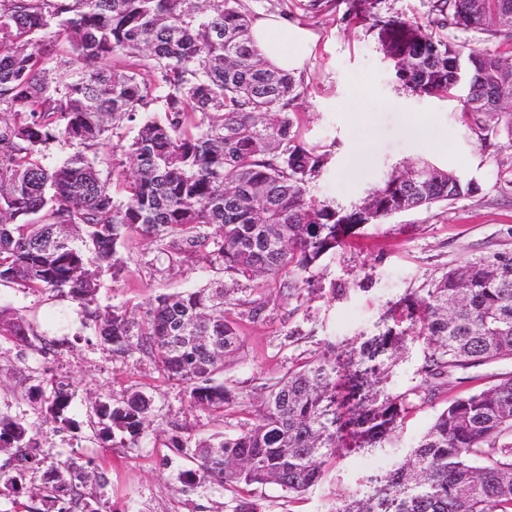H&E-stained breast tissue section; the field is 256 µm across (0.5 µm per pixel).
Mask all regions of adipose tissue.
<instances>
[{"mask_svg":"<svg viewBox=\"0 0 512 512\" xmlns=\"http://www.w3.org/2000/svg\"><path fill=\"white\" fill-rule=\"evenodd\" d=\"M252 38L269 65L294 75L299 73L313 49L306 28L276 17L257 20Z\"/></svg>","mask_w":512,"mask_h":512,"instance_id":"adipose-tissue-1","label":"adipose tissue"}]
</instances>
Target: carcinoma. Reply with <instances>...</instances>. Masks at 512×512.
Instances as JSON below:
<instances>
[{
    "label": "carcinoma",
    "mask_w": 512,
    "mask_h": 512,
    "mask_svg": "<svg viewBox=\"0 0 512 512\" xmlns=\"http://www.w3.org/2000/svg\"><path fill=\"white\" fill-rule=\"evenodd\" d=\"M375 4L356 0L354 15L378 30L402 86L421 96L461 91L462 118L512 140V112L499 106L512 98V55L448 39L450 28L512 30V0H429L424 24L384 20ZM256 19L247 0H0V287L76 301L86 342L141 353L211 413L236 400L220 380L241 348L225 309L232 292L215 282L161 294L136 318L122 306L101 309L100 274L124 272L126 240L151 239L154 260L170 266L203 253L238 283L273 281L298 297L307 274L361 226L477 190L424 162L351 210L313 199L309 185L328 153L295 130L298 84L254 45ZM52 29L67 46L44 58L32 41ZM129 126L136 134L107 159L113 173L133 172L117 198L88 151ZM58 145L74 153L46 165ZM381 323L275 378L238 430L196 446L182 483L209 477L229 490L273 483L305 493L340 450L390 442L411 396L431 401L455 369L512 358V253L450 269ZM0 336L22 356L55 347L22 316L1 313ZM174 336H205L209 346ZM409 341L425 345L420 383L390 393L384 382ZM70 396L58 382L44 399L62 428ZM151 406L140 390L94 402L99 439L136 446L155 435ZM0 452L14 464L0 480L19 494L44 462L38 432L0 414ZM90 465L69 459L43 473L47 512H101L85 491ZM370 483L337 498L333 512H512V373L448 400L405 458Z\"/></svg>",
    "instance_id": "carcinoma-1"
}]
</instances>
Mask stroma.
<instances>
[{"label": "stroma", "instance_id": "1", "mask_svg": "<svg viewBox=\"0 0 512 512\" xmlns=\"http://www.w3.org/2000/svg\"><path fill=\"white\" fill-rule=\"evenodd\" d=\"M257 15H287L316 38L313 55L298 80L299 125L304 140L323 146L328 163L311 184L319 201L344 207L359 201L396 168L430 162L473 181L477 192L453 203L415 209L367 224L346 237L336 251L309 275L311 292L289 298L278 287L237 293L227 314L240 326L243 346L224 367V382L236 402L224 413L196 408L182 385L170 381L148 358L119 357L82 341L80 307L69 299L36 300L22 291L0 287V308L26 317L39 332L59 341L46 354L18 360L10 340L0 338V412L23 418L39 432L46 465L73 457L93 460L109 478L105 489L88 482L87 492L102 493L107 512H236L253 504L257 512H331L338 494L365 489L369 477L386 473L416 446L449 396L482 387L512 372V358L457 370L447 392L428 402L414 401L402 428L386 447L368 456L337 458L323 485L291 498L274 484L231 491L207 480L194 488L180 482L190 469L189 449H174V436L202 441L234 432L249 416L264 383L284 373L318 344L376 333L383 313L406 295L419 292L449 269L468 261L512 252V141L499 133L479 139L451 97L417 96L398 83L376 32L353 20L351 0H326L312 12L299 0H250ZM356 100L358 109L343 111ZM425 129L436 141L425 148L410 131ZM454 139H447V131ZM368 144L365 157L355 146ZM152 244L141 237L126 242L127 268L119 279L102 275L101 306L126 305L145 310L156 295L195 288L215 278L200 259L184 266L153 271L147 261ZM346 295L314 296L330 284ZM265 304L261 318L249 315V303ZM301 328L302 338L290 337ZM55 379L70 383L66 410L72 425L59 428L42 400L30 398L32 386ZM129 390L152 395L151 426L156 435L140 446L122 448L99 440L91 418L95 399L121 398Z\"/></svg>", "mask_w": 512, "mask_h": 512}]
</instances>
